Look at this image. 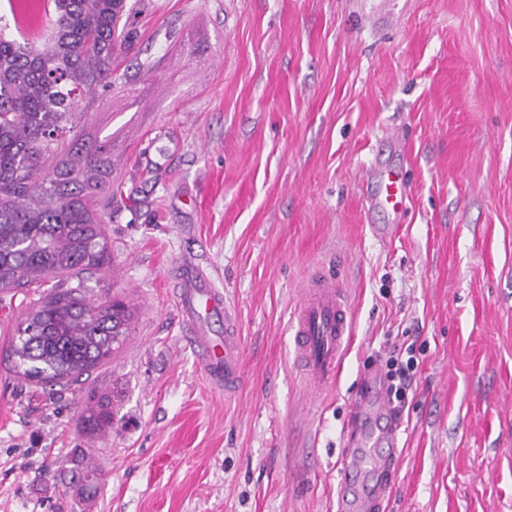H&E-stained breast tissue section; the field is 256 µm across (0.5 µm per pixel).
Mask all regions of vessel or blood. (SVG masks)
<instances>
[{"label": "vessel or blood", "instance_id": "1", "mask_svg": "<svg viewBox=\"0 0 512 512\" xmlns=\"http://www.w3.org/2000/svg\"><path fill=\"white\" fill-rule=\"evenodd\" d=\"M378 201L391 210L403 202L402 185L395 174L383 179ZM179 307L208 383L233 391L240 384V337L232 312H220L221 292L197 270L179 283ZM223 313L224 335L209 336L206 326L212 314ZM298 360L313 394L333 384L351 341L352 316L349 295L328 273H321L305 286L290 319ZM362 436L348 449L340 473L338 512H374L386 491L384 475L399 464V426L391 418L388 398L374 386H366L357 399Z\"/></svg>", "mask_w": 512, "mask_h": 512}]
</instances>
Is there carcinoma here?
I'll return each instance as SVG.
<instances>
[{
  "instance_id": "1",
  "label": "carcinoma",
  "mask_w": 512,
  "mask_h": 512,
  "mask_svg": "<svg viewBox=\"0 0 512 512\" xmlns=\"http://www.w3.org/2000/svg\"><path fill=\"white\" fill-rule=\"evenodd\" d=\"M44 43L0 33V289L77 279L30 304L12 336L16 373L64 385L108 363L133 330L113 297L89 308L84 275L112 265L98 195L112 192L105 142H65L78 122L75 99L112 83V54L126 0H51ZM92 434L112 423L98 406L82 415Z\"/></svg>"
}]
</instances>
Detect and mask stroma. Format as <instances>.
<instances>
[{"instance_id": "1", "label": "stroma", "mask_w": 512, "mask_h": 512, "mask_svg": "<svg viewBox=\"0 0 512 512\" xmlns=\"http://www.w3.org/2000/svg\"><path fill=\"white\" fill-rule=\"evenodd\" d=\"M130 2L77 131L112 158L91 299L124 296L134 330L45 389L9 345L56 281L0 292V512H337L356 393L402 343L423 362L377 512H512V0ZM45 11L0 0V28L41 44ZM373 166L399 173L398 216L372 208ZM186 261L236 315L234 392L190 347ZM327 267L355 339L314 398L287 324ZM84 429L89 433H99L112 423V412L103 406L89 407L82 415Z\"/></svg>"}]
</instances>
